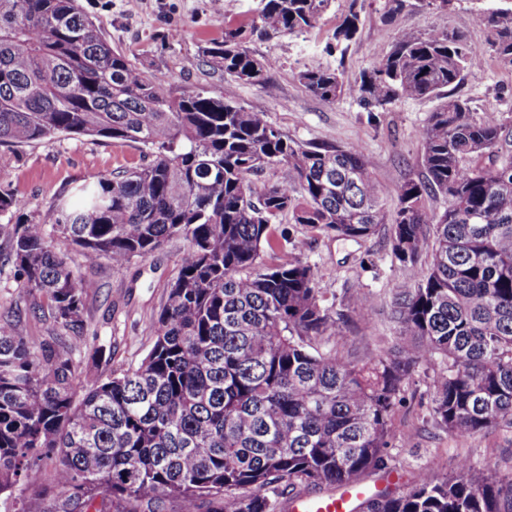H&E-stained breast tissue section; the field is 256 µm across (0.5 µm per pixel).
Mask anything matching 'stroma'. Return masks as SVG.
Returning a JSON list of instances; mask_svg holds the SVG:
<instances>
[{
  "mask_svg": "<svg viewBox=\"0 0 512 512\" xmlns=\"http://www.w3.org/2000/svg\"><path fill=\"white\" fill-rule=\"evenodd\" d=\"M98 24L112 48L131 62L160 72L172 94L205 89L223 93L232 103L266 113L270 123L301 142L360 145L372 158L377 180L385 189L387 207L396 205V188L405 178L421 173V130L438 104L432 97L401 99L387 111L368 113L357 99L327 102L309 92L297 79L300 71L332 68L346 80L372 69L388 52L399 30L431 28L435 22L464 33L472 45H486L480 21L493 0H451L437 11L430 0H406L405 8L390 13L389 0H358L360 29L344 54H327L325 46L347 11V0H334L320 25L307 33L270 40H252L251 50L275 60L265 84H242L208 63L204 50L222 40L225 25L249 23L257 0H78ZM477 111L512 116V69L489 60L469 73L456 90ZM143 147L92 136L57 137L18 150L0 147V189L20 201V210L7 221L49 223L51 207L62 189L76 187L96 174L138 165ZM278 231L291 245L263 250L265 264L299 260L312 266L317 288L325 296H343L361 286L371 302L369 314H351L341 325L336 348L361 357L384 353L392 344L394 325L388 317L392 289L404 280L405 269L393 257L387 230L355 242L292 223L282 217ZM186 244L166 243L154 256L132 261L116 270L108 262L90 266L76 252L69 262L77 276L97 282L87 304L91 346L99 353V372L108 374L137 366L152 346L153 320L175 277ZM9 247L0 239V316L16 315L29 335H44L46 323L29 308L30 295L21 293L14 268L7 263ZM429 367H420L392 417L390 472L365 474L371 489L399 492L411 484L421 467L455 474L461 457H468L499 478L512 477V432L497 431L458 436L437 428L429 416Z\"/></svg>",
  "mask_w": 512,
  "mask_h": 512,
  "instance_id": "obj_1",
  "label": "stroma"
}]
</instances>
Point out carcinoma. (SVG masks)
<instances>
[{"label": "carcinoma", "mask_w": 512, "mask_h": 512, "mask_svg": "<svg viewBox=\"0 0 512 512\" xmlns=\"http://www.w3.org/2000/svg\"><path fill=\"white\" fill-rule=\"evenodd\" d=\"M331 3L260 0L205 56L261 85L276 62L254 55L252 38L312 30ZM355 4L328 52L358 33ZM484 23L485 49L443 26L407 29L353 82L324 68L297 75L315 96L355 97L369 112L441 100L422 128V175L397 187L391 213L361 146L298 142L212 91L170 95L164 76L112 49L74 0H0V146L92 135L150 151L137 167L61 192L49 228L0 224L18 287L50 321L45 336L0 322V496L12 512H280L298 487L352 486L388 468L391 419L422 365L434 368L441 429L512 431V118L454 93L487 55L512 67V3ZM271 165L291 179H250ZM430 197L443 211H428ZM284 214L352 240L389 226L407 277L394 288L387 354L314 347L370 300L356 286L338 311L310 265L263 264L264 247L288 244L276 235ZM56 236L85 263L115 269L187 242L138 366L107 377L84 366L96 284L75 275ZM360 508L512 512V479L463 458L452 476L423 467L405 490Z\"/></svg>", "instance_id": "obj_1"}]
</instances>
